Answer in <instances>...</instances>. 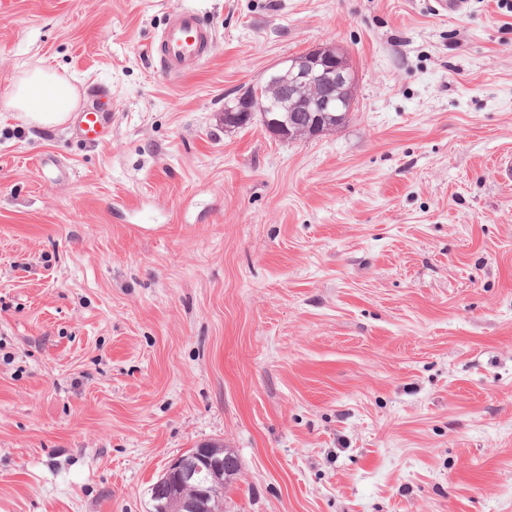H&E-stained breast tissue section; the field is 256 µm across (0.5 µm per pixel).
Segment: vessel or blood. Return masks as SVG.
I'll list each match as a JSON object with an SVG mask.
<instances>
[{
	"label": "vessel or blood",
	"instance_id": "vessel-or-blood-1",
	"mask_svg": "<svg viewBox=\"0 0 512 512\" xmlns=\"http://www.w3.org/2000/svg\"><path fill=\"white\" fill-rule=\"evenodd\" d=\"M214 46L211 28L196 10L185 8L169 20L149 53L163 74L177 77L208 59ZM75 126L83 140L100 143L108 135L110 117L100 108L87 107L76 112Z\"/></svg>",
	"mask_w": 512,
	"mask_h": 512
}]
</instances>
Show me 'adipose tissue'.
Segmentation results:
<instances>
[{
  "label": "adipose tissue",
  "mask_w": 512,
  "mask_h": 512,
  "mask_svg": "<svg viewBox=\"0 0 512 512\" xmlns=\"http://www.w3.org/2000/svg\"><path fill=\"white\" fill-rule=\"evenodd\" d=\"M8 109L23 113L33 124H63L77 106V93L65 78L44 70L24 73L13 84Z\"/></svg>",
  "instance_id": "ef3b65f1"
}]
</instances>
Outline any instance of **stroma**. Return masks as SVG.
I'll return each instance as SVG.
<instances>
[{"mask_svg": "<svg viewBox=\"0 0 512 512\" xmlns=\"http://www.w3.org/2000/svg\"><path fill=\"white\" fill-rule=\"evenodd\" d=\"M317 47L343 125L225 126ZM34 68L112 130L0 109V512H149L203 443L224 512H512V0H0V101ZM214 46V34L201 15L184 8L169 20L149 53L163 74L177 77L208 59ZM230 112H237L239 117L243 118V123L251 120L253 113L252 112H270L268 104L255 107L254 100L250 92H244L236 101L235 105L229 107L224 113V124L225 119L231 120L232 117L229 116ZM110 126L108 112L99 107H87L75 114V127L80 137L91 143L105 141Z\"/></svg>", "mask_w": 512, "mask_h": 512, "instance_id": "1", "label": "stroma"}]
</instances>
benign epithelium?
Segmentation results:
<instances>
[{"label":"benign epithelium","mask_w":512,"mask_h":512,"mask_svg":"<svg viewBox=\"0 0 512 512\" xmlns=\"http://www.w3.org/2000/svg\"><path fill=\"white\" fill-rule=\"evenodd\" d=\"M285 79L278 96L283 119L276 120L278 129L288 122V98L302 95L310 88L322 87L320 96L307 103L311 112L352 111L353 71L342 54L333 49H312L287 59V65L272 72L267 81ZM230 112L247 122L254 112L269 111L268 105L255 106L251 93H243ZM224 493L223 461L197 447L173 459L161 478L151 488L150 512H210L212 499Z\"/></svg>","instance_id":"benign-epithelium-1"}]
</instances>
